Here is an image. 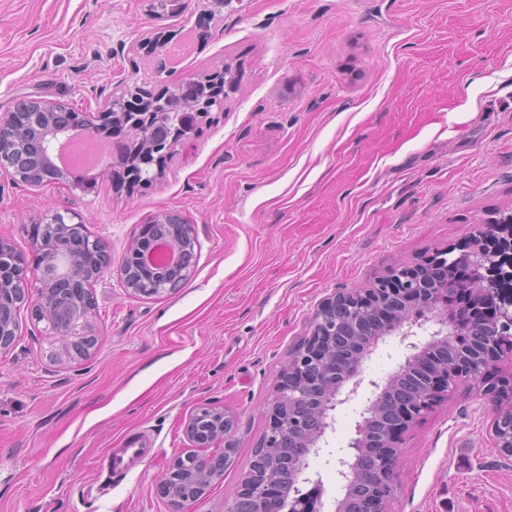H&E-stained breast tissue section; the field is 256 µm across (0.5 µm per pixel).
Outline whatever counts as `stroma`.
<instances>
[{"label":"stroma","mask_w":512,"mask_h":512,"mask_svg":"<svg viewBox=\"0 0 512 512\" xmlns=\"http://www.w3.org/2000/svg\"><path fill=\"white\" fill-rule=\"evenodd\" d=\"M204 3L0 0V114L29 95L96 113L127 85L155 91L227 63L239 82L150 184H120L116 157L80 188L0 171V238L19 254L56 212L116 261L141 224L176 212L197 253L189 281L150 298L108 273L87 360L58 362L47 324L20 309L0 354V512H168L156 483L190 450L184 423L205 403L235 416L236 452L194 512H225L318 305L512 209V0H224L201 26ZM157 28L169 44L144 56L134 43ZM406 354L400 334L379 341L310 456L322 512L343 496L334 464L370 381ZM491 419L463 385L424 415L387 512H512V457ZM140 437L154 452L127 478L102 469Z\"/></svg>","instance_id":"35a3bbf8"}]
</instances>
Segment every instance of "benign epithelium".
Instances as JSON below:
<instances>
[{"label":"benign epithelium","mask_w":512,"mask_h":512,"mask_svg":"<svg viewBox=\"0 0 512 512\" xmlns=\"http://www.w3.org/2000/svg\"><path fill=\"white\" fill-rule=\"evenodd\" d=\"M211 78L215 84L213 96L201 102L193 99L190 78L172 79L149 98L164 105L176 97L181 102V112L169 133L155 127L140 132L148 165L160 164L171 153L177 129L195 127L205 117V111L224 107L228 93L233 91L232 84L221 82L214 73ZM56 115L73 124L82 117L61 102L35 96L1 114L0 169L16 174L27 167L26 156L18 153L15 145L31 131H47L49 141L62 135V125L54 121ZM49 224L78 232L74 247H94L84 226L66 222L63 214L54 213ZM40 228L39 224L30 226L37 245L29 258L15 253L7 241L0 239V353L14 346L17 312L26 304L35 320L49 325L62 355L89 359L97 343L91 333L97 305L95 286L112 269V258L104 255L101 267L96 269L80 264L69 247L48 252L42 248ZM194 247L193 227L183 216L164 213L154 217L141 226L117 266L122 287L131 295L144 296L148 290L161 294L177 281L187 282L196 267ZM453 252L452 248L428 250L412 262L388 269L369 287L339 292L320 304L307 336L280 371L266 414L264 447L287 457L299 450L306 457L318 453L316 445L334 421L332 412L358 393V381L346 392L343 388L359 376L361 363L370 351L364 348L355 363L338 373L332 358L340 348V339L356 342L367 335L381 338L391 329H375L377 317L385 310L395 309L400 313L398 329L415 325L414 316L424 312L433 313L434 322L439 325L426 342L410 340L415 335L411 328L402 333L409 355L401 369L421 378L427 385L426 392L417 400H393L388 407L393 419L391 427L381 436H372L368 417L391 379L370 382L371 397L359 413L355 437L336 457V479L346 480L351 463L368 453L383 464L372 493L376 498L389 497L397 476L403 435L446 401L450 390L461 381L471 382L482 395L491 397L496 444L504 455L512 456V371L497 378L487 376L490 367L505 360L512 362V212L491 217L480 225L467 249L456 256ZM458 262H468L478 270L472 289L490 306L486 317L493 319L496 328L489 331L484 319L465 315L474 336L472 348L462 351L453 364L441 366L428 357L427 348L434 341L458 338L460 314L451 304L449 276V268ZM294 427L304 431L310 443H294ZM234 431V418L222 406L207 404L187 419L184 432L193 450L177 455L156 485L169 512H193V507L223 480L224 463L234 452ZM321 495V479H301L289 499L288 512H321ZM280 502V488L268 467V458L263 453L253 456L232 503H251L253 512H280Z\"/></svg>","instance_id":"7a95c632"}]
</instances>
